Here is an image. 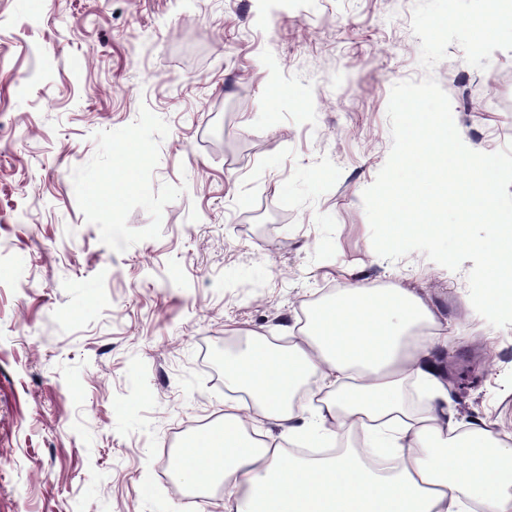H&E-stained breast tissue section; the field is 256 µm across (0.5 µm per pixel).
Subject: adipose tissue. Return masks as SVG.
<instances>
[{
  "instance_id": "adipose-tissue-1",
  "label": "adipose tissue",
  "mask_w": 512,
  "mask_h": 512,
  "mask_svg": "<svg viewBox=\"0 0 512 512\" xmlns=\"http://www.w3.org/2000/svg\"><path fill=\"white\" fill-rule=\"evenodd\" d=\"M299 342L276 348L253 338L224 360V388L239 394L219 429L187 438L175 474L197 493L219 489L225 512H512V433L462 425L448 407L433 351L447 345L432 311L400 287L351 285L309 306ZM419 379L432 403L419 415L404 383ZM321 383L315 413L302 420L294 400ZM265 420L278 437L251 436ZM356 435L379 441L387 472L360 454L299 460L283 437Z\"/></svg>"
}]
</instances>
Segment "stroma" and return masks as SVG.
Masks as SVG:
<instances>
[{
  "label": "stroma",
  "instance_id": "obj_1",
  "mask_svg": "<svg viewBox=\"0 0 512 512\" xmlns=\"http://www.w3.org/2000/svg\"><path fill=\"white\" fill-rule=\"evenodd\" d=\"M415 0H0V512H224L173 479L220 424L226 336L297 341L349 284L413 290L463 423L512 432V325L465 261L373 250L364 190ZM471 150L512 142V51L433 68Z\"/></svg>",
  "mask_w": 512,
  "mask_h": 512
}]
</instances>
